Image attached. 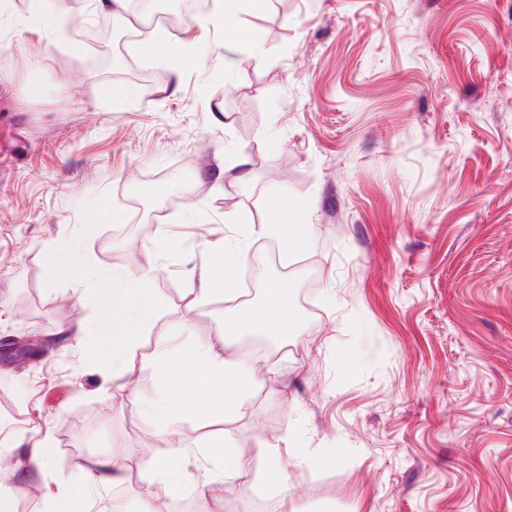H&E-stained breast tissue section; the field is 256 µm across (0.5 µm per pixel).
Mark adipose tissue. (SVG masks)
Listing matches in <instances>:
<instances>
[{
  "instance_id": "obj_1",
  "label": "adipose tissue",
  "mask_w": 512,
  "mask_h": 512,
  "mask_svg": "<svg viewBox=\"0 0 512 512\" xmlns=\"http://www.w3.org/2000/svg\"><path fill=\"white\" fill-rule=\"evenodd\" d=\"M267 235L278 238L284 247L293 244L287 225L273 218L263 224L246 225L234 241L214 245L213 253L241 264L248 256L252 239ZM151 281L148 275L136 281L134 299L126 304L123 315L113 324V334L122 340L121 349L115 357L118 367L112 373L113 379H120L124 375L128 355L133 353L138 336L150 327L160 304L155 290L150 287ZM265 304L266 308L262 311L248 313L239 310L225 315L219 337H193L190 344L193 363L180 374L181 400L175 408L162 409L157 421L160 431L173 430L184 417L198 411L200 396L209 397L208 411L224 415L236 408L243 393L260 385L261 377L255 367L226 354L225 349L240 336L260 333L284 340L298 335L297 317L278 286L268 288ZM208 452L223 456L224 465L216 471L203 470L197 488L200 494L218 500L223 499L225 486L246 484L258 478L275 485L281 495H288L290 487L286 469L299 465L303 459L301 449L292 445L267 444L261 448L267 460L266 467L258 472L253 469L249 459L231 448L226 439L212 442Z\"/></svg>"
}]
</instances>
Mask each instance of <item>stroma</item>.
Listing matches in <instances>:
<instances>
[{
	"mask_svg": "<svg viewBox=\"0 0 512 512\" xmlns=\"http://www.w3.org/2000/svg\"><path fill=\"white\" fill-rule=\"evenodd\" d=\"M66 10L15 27L27 0H11L0 21V483L24 487L0 512H41L62 479L65 512H145L143 489L169 483L82 471L216 437L247 458L288 437L311 463L289 469V499L230 485L202 512H512V0H265L225 20L258 35L259 66L226 61L179 0L114 31L90 0ZM158 15L177 20L162 45L142 34ZM188 43L172 76L160 57ZM274 213L294 261L265 263L254 239L249 303L309 283L300 336L257 356L262 385L234 412L160 432L158 345L219 332L225 298L198 295V272ZM151 270L163 307L121 392L111 280ZM46 436L52 470L27 476ZM127 460L114 455L103 456L84 472V477L93 485H115L123 480Z\"/></svg>",
	"mask_w": 512,
	"mask_h": 512,
	"instance_id": "1",
	"label": "stroma"
}]
</instances>
